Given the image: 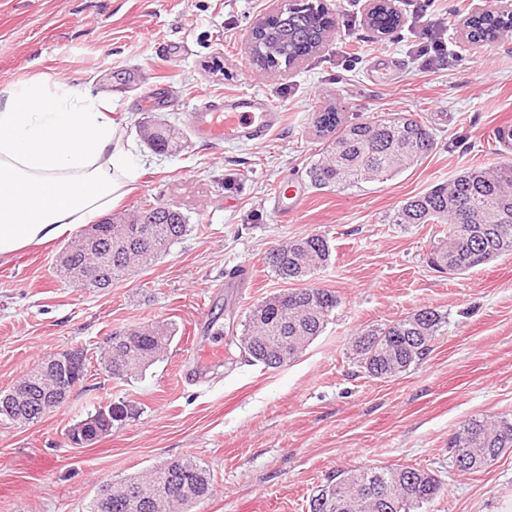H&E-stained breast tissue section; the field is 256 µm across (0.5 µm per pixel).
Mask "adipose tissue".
Listing matches in <instances>:
<instances>
[{"mask_svg": "<svg viewBox=\"0 0 512 512\" xmlns=\"http://www.w3.org/2000/svg\"><path fill=\"white\" fill-rule=\"evenodd\" d=\"M104 100L41 81L0 90V259L93 223L132 190Z\"/></svg>", "mask_w": 512, "mask_h": 512, "instance_id": "1", "label": "adipose tissue"}]
</instances>
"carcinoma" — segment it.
<instances>
[{"label": "carcinoma", "instance_id": "1", "mask_svg": "<svg viewBox=\"0 0 512 512\" xmlns=\"http://www.w3.org/2000/svg\"><path fill=\"white\" fill-rule=\"evenodd\" d=\"M399 24L398 14L381 10L369 15L371 29L386 34ZM332 21L321 19L312 6L298 3L278 15L251 47L255 65L269 68L315 52ZM317 130L326 136L318 158L306 176L317 189H348L366 182H385L426 158L433 149L428 127L401 113L344 124L338 113L324 112ZM477 207L483 220L476 235L460 236L461 211ZM187 217L156 197L142 202L129 224L105 225L99 231L98 258L111 270V280L160 259L167 248L187 231ZM394 224H446L447 241L435 246L429 261L435 267L464 273L512 249V165L472 168L453 180L407 198L392 215ZM331 248L319 233L296 238L266 257L280 279L303 282L271 295L253 307L245 318L235 345L243 356L267 368L285 362L277 349L288 347L293 361L325 330L338 305L336 294L310 285L319 267L329 263ZM447 317L421 307L382 328L355 337L354 359L368 376L389 379L423 363L443 335ZM175 328H135L112 336V345L101 353L99 365L117 379L136 376L153 365L167 349ZM52 357L26 373V399L0 398V416L19 425L40 421L62 405L72 392V380ZM461 446L449 445L452 461L464 473L493 466L512 448V421L471 418L454 432ZM211 475L192 456H184L130 477L114 487L102 485L89 512H191L210 496ZM442 492L441 481L431 472L409 466H364L350 473L338 471L325 478L309 502V512H420Z\"/></svg>", "mask_w": 512, "mask_h": 512}]
</instances>
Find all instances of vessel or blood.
Listing matches in <instances>:
<instances>
[{
    "label": "vessel or blood",
    "instance_id": "vessel-or-blood-1",
    "mask_svg": "<svg viewBox=\"0 0 512 512\" xmlns=\"http://www.w3.org/2000/svg\"><path fill=\"white\" fill-rule=\"evenodd\" d=\"M284 114L260 94L231 93L222 101L202 96L189 115L191 135L209 143L262 142L282 125ZM305 194L300 186L278 187L275 207L284 217H295Z\"/></svg>",
    "mask_w": 512,
    "mask_h": 512
}]
</instances>
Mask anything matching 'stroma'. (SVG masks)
<instances>
[{"instance_id":"35a3bbf8","label":"stroma","mask_w":512,"mask_h":512,"mask_svg":"<svg viewBox=\"0 0 512 512\" xmlns=\"http://www.w3.org/2000/svg\"><path fill=\"white\" fill-rule=\"evenodd\" d=\"M476 2L439 0L450 58L428 67L401 0L400 25L387 35L369 28L367 0H327L335 32L281 75L254 65L248 42L274 0H0V87L38 79L108 99L137 174L113 214L158 196L188 218L161 259L109 288L58 277L62 238L0 260V391L63 350L91 360L69 399L39 422L0 417V512H88L101 484L183 456L212 478L192 512H309L326 476L365 465L435 473L443 491L425 512H512V449L464 475L448 448L465 420H512V255L441 273L428 262L441 225L391 221L406 198L512 155L496 139L512 126V33L471 44L462 29ZM148 87L167 89L171 104L141 109ZM238 92L267 95L285 114L282 128L258 145L193 140L186 128L199 94ZM327 111L349 124L412 115L429 127L433 149L384 183L306 187L300 213L277 217L275 190L304 179L323 146L315 121ZM146 118L179 128L184 149L152 152L138 133ZM317 232L332 253L314 283L339 299L324 332L280 368L236 354L186 384L193 355L228 343L254 304L285 289L266 254ZM237 265L248 268L249 287H225ZM425 306L448 319L428 360L391 379L361 372L356 334ZM204 314L211 327L199 325ZM155 321L176 328L168 351L136 378L108 376L97 358L110 336ZM120 401L131 418L92 446L69 444L73 423Z\"/></svg>"}]
</instances>
